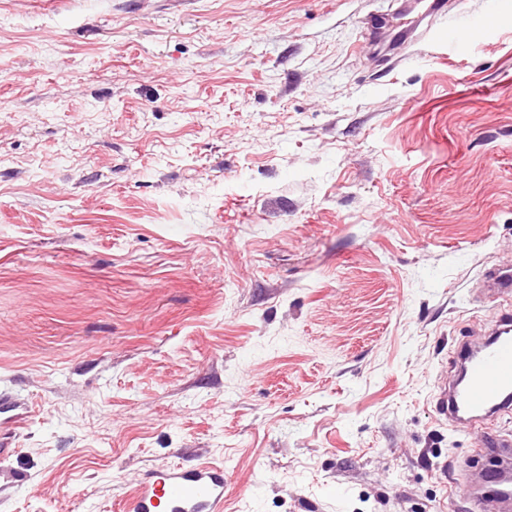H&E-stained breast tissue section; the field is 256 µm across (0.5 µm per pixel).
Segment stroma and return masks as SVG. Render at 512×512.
I'll use <instances>...</instances> for the list:
<instances>
[{"label": "stroma", "mask_w": 512, "mask_h": 512, "mask_svg": "<svg viewBox=\"0 0 512 512\" xmlns=\"http://www.w3.org/2000/svg\"><path fill=\"white\" fill-rule=\"evenodd\" d=\"M0 0V512H465L435 412L512 295V0ZM382 16L385 27L366 20ZM500 5L501 1L489 0L487 1V14L475 19L470 18L463 28L448 29V39L446 42L448 49L455 50L466 38V35L474 24H487L491 19L495 18L500 10ZM485 279L488 283V290L493 294L512 292V268L505 266L489 271ZM224 467L198 463L150 472L124 499L126 512H223Z\"/></svg>", "instance_id": "stroma-1"}]
</instances>
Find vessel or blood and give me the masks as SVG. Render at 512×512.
I'll list each match as a JSON object with an SVG mask.
<instances>
[{
    "instance_id": "vessel-or-blood-1",
    "label": "vessel or blood",
    "mask_w": 512,
    "mask_h": 512,
    "mask_svg": "<svg viewBox=\"0 0 512 512\" xmlns=\"http://www.w3.org/2000/svg\"><path fill=\"white\" fill-rule=\"evenodd\" d=\"M485 279L495 294L512 292V268L489 271ZM459 378L440 388L436 411L445 419L475 425L512 410V312L501 313L486 340L462 345L458 352ZM484 444L494 463L477 473L484 487L486 512H512V495H492L488 488L499 475L512 474V439L486 437ZM228 477L223 468L200 463L150 472L125 498L123 512H224Z\"/></svg>"
}]
</instances>
